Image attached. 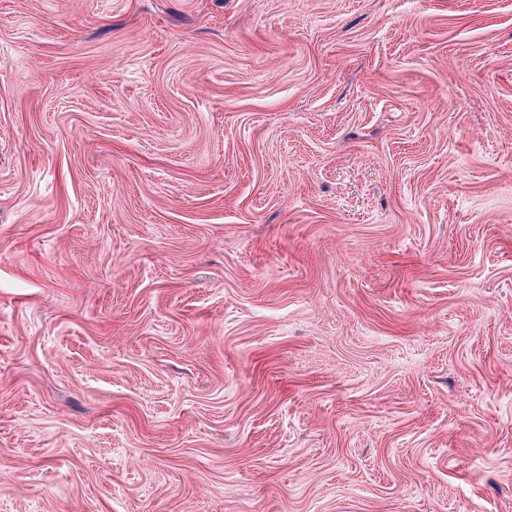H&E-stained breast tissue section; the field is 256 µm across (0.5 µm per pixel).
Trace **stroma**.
I'll return each mask as SVG.
<instances>
[{
    "instance_id": "35a3bbf8",
    "label": "stroma",
    "mask_w": 512,
    "mask_h": 512,
    "mask_svg": "<svg viewBox=\"0 0 512 512\" xmlns=\"http://www.w3.org/2000/svg\"><path fill=\"white\" fill-rule=\"evenodd\" d=\"M0 512H512V0H0Z\"/></svg>"
}]
</instances>
